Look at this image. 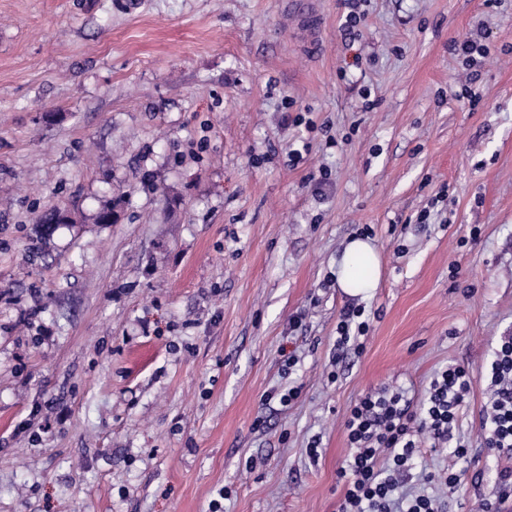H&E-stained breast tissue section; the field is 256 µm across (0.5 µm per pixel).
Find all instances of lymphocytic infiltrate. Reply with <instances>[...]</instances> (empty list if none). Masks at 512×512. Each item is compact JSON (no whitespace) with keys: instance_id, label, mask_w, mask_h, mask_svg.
Segmentation results:
<instances>
[{"instance_id":"1","label":"lymphocytic infiltrate","mask_w":512,"mask_h":512,"mask_svg":"<svg viewBox=\"0 0 512 512\" xmlns=\"http://www.w3.org/2000/svg\"><path fill=\"white\" fill-rule=\"evenodd\" d=\"M470 388L469 371L451 365L436 373L419 403L386 389L360 397L344 422L352 453L338 471L339 512H441V497L428 489L399 494L400 478L420 440L447 444ZM481 429L486 448L512 453V336L502 337L491 364Z\"/></svg>"}]
</instances>
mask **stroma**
<instances>
[{"mask_svg": "<svg viewBox=\"0 0 512 512\" xmlns=\"http://www.w3.org/2000/svg\"><path fill=\"white\" fill-rule=\"evenodd\" d=\"M281 2L0 0V512H337L349 408L451 364L472 452L422 443L401 488L449 468L445 512L497 499L512 0H318L312 52ZM362 234L378 281L351 297ZM74 221L70 211H66L63 215L59 214L58 209L45 213L40 218L41 240L47 244L51 240L56 224H74ZM379 264V255L369 237H353L337 263L336 278L339 286L350 296L374 288ZM363 313L364 311H361V309L346 308L341 314V321L337 327L340 338L337 342L342 348L351 339L356 342L360 337L367 335L368 323L365 320L359 321ZM351 332H353V336H351ZM481 430L485 448L512 453V336L501 337L491 364L490 396Z\"/></svg>", "mask_w": 512, "mask_h": 512, "instance_id": "35a3bbf8", "label": "stroma"}]
</instances>
